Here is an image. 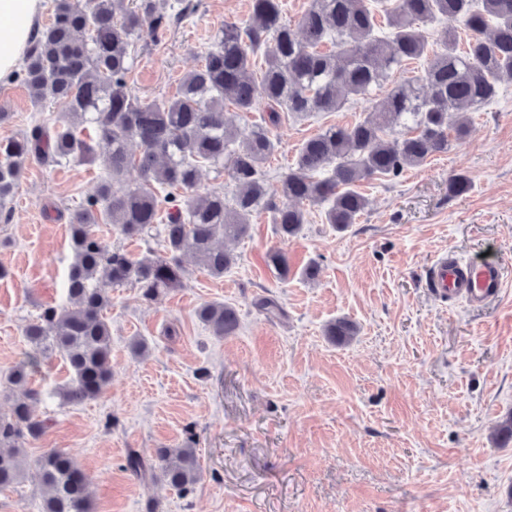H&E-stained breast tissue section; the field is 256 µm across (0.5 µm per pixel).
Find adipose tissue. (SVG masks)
<instances>
[{
    "instance_id": "adipose-tissue-1",
    "label": "adipose tissue",
    "mask_w": 512,
    "mask_h": 512,
    "mask_svg": "<svg viewBox=\"0 0 512 512\" xmlns=\"http://www.w3.org/2000/svg\"><path fill=\"white\" fill-rule=\"evenodd\" d=\"M41 0H0V82L8 81L25 56Z\"/></svg>"
}]
</instances>
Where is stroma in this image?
<instances>
[{
	"mask_svg": "<svg viewBox=\"0 0 512 512\" xmlns=\"http://www.w3.org/2000/svg\"><path fill=\"white\" fill-rule=\"evenodd\" d=\"M192 13L141 51L136 93L171 98L225 22L249 15V0H191ZM11 113L0 138L51 124L54 105L34 110L23 84L0 85ZM345 108L283 117L267 168L287 172L295 150L321 127L358 120ZM469 139L392 181L366 185L369 204L340 232L308 207V222L281 240L269 214L232 243L236 265L214 279L190 266L182 288L147 303L135 288L111 291L112 381L103 395L64 404L53 390L71 378L55 353L33 377L51 424L28 441L29 457L68 453L92 490L90 512H512V442L496 424L512 414V82L473 113ZM457 173L473 181L448 194ZM100 167L27 160L9 221L0 220V373L29 350L26 326L65 298L72 262L68 214L100 183ZM294 270L277 279L267 249ZM504 266L500 295L479 307L439 298L428 275L439 255ZM319 268L316 279L300 271ZM270 297L284 311L268 319ZM235 307L240 326L220 338L196 309ZM344 317L358 333L332 342ZM147 343L134 355L133 340ZM194 438L199 479L187 494L144 484L123 468L129 450L153 455ZM356 333V325L346 318H338L326 327V336L338 344L349 342Z\"/></svg>",
	"mask_w": 512,
	"mask_h": 512,
	"instance_id": "stroma-1",
	"label": "stroma"
}]
</instances>
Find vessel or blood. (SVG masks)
<instances>
[{
  "mask_svg": "<svg viewBox=\"0 0 512 512\" xmlns=\"http://www.w3.org/2000/svg\"><path fill=\"white\" fill-rule=\"evenodd\" d=\"M429 284L441 297L462 296L475 307L496 297L502 286L500 265L494 260L460 263L454 256L439 258L429 274Z\"/></svg>",
  "mask_w": 512,
  "mask_h": 512,
  "instance_id": "b4317fda",
  "label": "vessel or blood"
}]
</instances>
